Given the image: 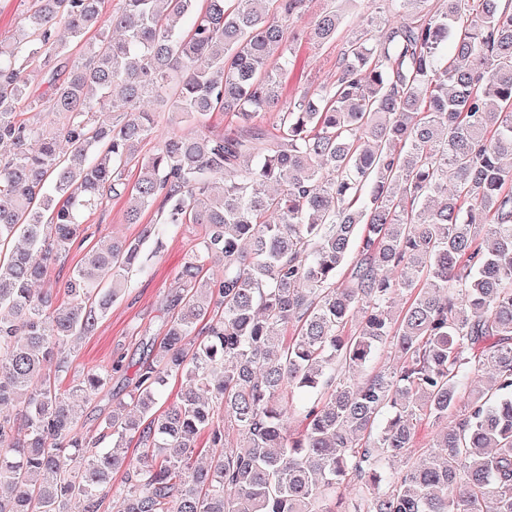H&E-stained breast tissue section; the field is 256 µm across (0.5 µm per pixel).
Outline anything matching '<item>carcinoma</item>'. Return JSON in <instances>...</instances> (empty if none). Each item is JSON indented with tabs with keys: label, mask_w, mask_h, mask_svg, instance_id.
I'll use <instances>...</instances> for the list:
<instances>
[{
	"label": "carcinoma",
	"mask_w": 512,
	"mask_h": 512,
	"mask_svg": "<svg viewBox=\"0 0 512 512\" xmlns=\"http://www.w3.org/2000/svg\"><path fill=\"white\" fill-rule=\"evenodd\" d=\"M357 2L30 0L0 40V512H512V3L370 0L286 94ZM112 199L154 222L37 290ZM181 224L179 311L87 434L112 370L62 388L67 346ZM348 34L349 32L345 30L335 42H331L316 49L304 48L302 50V57L305 60L304 69L302 72L300 71L298 73V79L295 78L290 85H288V94L292 91H302L304 88L310 86L313 88L319 84L333 80L336 75V61L344 41L343 36H347ZM298 86V90H293L297 89Z\"/></svg>",
	"instance_id": "1"
}]
</instances>
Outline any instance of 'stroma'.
Masks as SVG:
<instances>
[{
    "label": "stroma",
    "instance_id": "obj_1",
    "mask_svg": "<svg viewBox=\"0 0 512 512\" xmlns=\"http://www.w3.org/2000/svg\"><path fill=\"white\" fill-rule=\"evenodd\" d=\"M341 47V42L335 41L316 49H303L305 66L299 88L333 80ZM125 210L124 200L119 199L91 214L87 223L92 242L108 237H137L142 223L152 219L147 213L141 224H129L125 221ZM201 233L200 225L184 224L165 235L162 249L150 256L145 267L133 275L125 296L113 303L96 331L71 346L67 380H76L91 369L108 367L112 370L111 382L82 406L81 424L88 434H97L113 405L126 400L134 372L147 356V341L160 335L164 318L173 314L170 300L178 289L174 270Z\"/></svg>",
    "mask_w": 512,
    "mask_h": 512
}]
</instances>
